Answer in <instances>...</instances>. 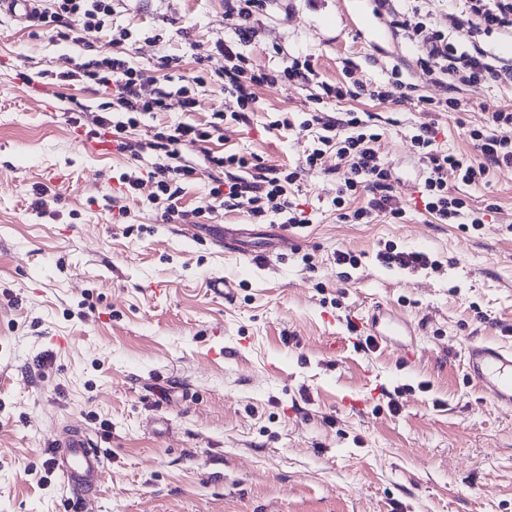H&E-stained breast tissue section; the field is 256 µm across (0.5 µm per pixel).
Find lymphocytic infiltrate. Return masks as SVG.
<instances>
[{"instance_id":"1","label":"lymphocytic infiltrate","mask_w":512,"mask_h":512,"mask_svg":"<svg viewBox=\"0 0 512 512\" xmlns=\"http://www.w3.org/2000/svg\"><path fill=\"white\" fill-rule=\"evenodd\" d=\"M457 12L449 14L452 29L463 32L471 43L468 51L459 50L442 31L429 23L430 12L421 6L395 13L392 24L402 35L421 51L420 67L432 80L451 92L450 97L430 101L431 111L457 110L459 101L454 91L486 82L512 84V64H496L479 39L492 34L512 36V0H458ZM262 0H226L227 15L232 19V34L217 42V54L224 58V68L218 76L225 92L235 96L240 104L237 112L211 113L208 120L180 122L165 125L153 135L152 149L161 151L163 164L150 171L147 177L121 175L118 183L121 193L140 191L144 184H153L147 196L148 203L162 206L161 218L187 221L189 211L183 210L180 200L181 184L194 178L195 167L188 164L182 150L188 145H204L220 138L226 120L248 122L247 111L256 100L255 90L288 79L308 87L313 102L324 98H344L350 91L366 94L379 101H386L388 94L382 88L368 89L357 84L350 89L343 85H330L320 81L310 61L293 60L280 71L258 72L250 68L242 53L243 44L250 41L252 30L247 21L253 8L261 7ZM112 12V0H37L30 18L32 26L42 29L64 26V39L79 41L84 28L103 29L105 19ZM169 58H161L155 70L164 69ZM155 70H136L123 58L103 55L81 66L59 72L61 83L85 79L99 89H111L112 99L102 104L100 112L93 115L91 123L96 134L110 137L118 153L135 158L143 148L141 142L130 138L129 131L145 115L165 111L168 93L158 86ZM304 127H319V145L308 153L301 165L295 167H266L260 159H247L235 154L224 155L205 152L204 159L210 171L208 197L210 210L243 211L254 219L275 218L284 220L292 228L304 227L308 218L290 198L292 186L302 173L324 166L328 152H335L343 166L340 186L333 204L338 218L345 223L367 224L375 217L386 216L394 220L406 215L394 188L389 181L378 150L381 135L354 112L335 118L320 110L310 112ZM434 124L421 125L412 137L419 160L425 169L421 201L423 210L439 224L471 225L480 229L486 214L469 208L467 202L448 191L449 178H456L466 185L480 184L491 168L512 166V109L505 107L490 112L481 126L470 128L468 137L476 151L475 156L450 153L439 149ZM252 167L251 178L237 176L240 168ZM366 194L364 206L352 209L346 202L358 194Z\"/></svg>"}]
</instances>
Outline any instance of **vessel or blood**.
<instances>
[{"instance_id": "obj_1", "label": "vessel or blood", "mask_w": 512, "mask_h": 512, "mask_svg": "<svg viewBox=\"0 0 512 512\" xmlns=\"http://www.w3.org/2000/svg\"><path fill=\"white\" fill-rule=\"evenodd\" d=\"M467 374L497 406L512 410V346L472 339L466 348ZM51 471L74 507H82L98 488L106 457L86 433L55 438L49 450Z\"/></svg>"}]
</instances>
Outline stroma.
<instances>
[{
    "label": "stroma",
    "mask_w": 512,
    "mask_h": 512,
    "mask_svg": "<svg viewBox=\"0 0 512 512\" xmlns=\"http://www.w3.org/2000/svg\"><path fill=\"white\" fill-rule=\"evenodd\" d=\"M391 21L375 0H266L253 16L242 52L254 67L306 57L327 83L345 82L349 68L389 91L384 102L317 107L371 115L407 209L401 224L339 221L331 155L294 193L310 224L274 250L268 220L208 211L199 148L186 153L198 170L183 184L186 222L164 223L145 194L116 195L120 175L163 163L148 146L155 128L238 110L213 51L230 32L224 0H113L108 32L129 34L114 47L108 32L75 44L0 17V512H63L58 479L37 467L50 440L73 429L107 456L87 512H512V411L468 381L464 358L474 338L512 346V169L476 186L449 180L471 207L494 206L479 230L435 224L415 206L424 173L411 142L433 122L442 149L471 152L467 129L512 107V85L466 87L457 111H427L421 97L444 91ZM110 51L138 70L174 59L157 74L173 91L167 111L131 131L144 144L135 159L87 151L84 129L68 121L74 104L94 112L105 95L40 77ZM194 76L190 112L176 90ZM398 80L413 84V99L400 101ZM312 107L295 83L260 87L249 123L226 122L209 148L296 165L317 145L319 129L302 126ZM41 185L52 197L40 214ZM211 224L247 225V255L213 244ZM390 241L440 269L384 265L377 253ZM339 250L358 266L336 265ZM212 276L224 296L207 287ZM153 283L167 294L152 296ZM377 306L381 326L399 319L409 332L369 350L332 346Z\"/></svg>",
    "instance_id": "1"
}]
</instances>
